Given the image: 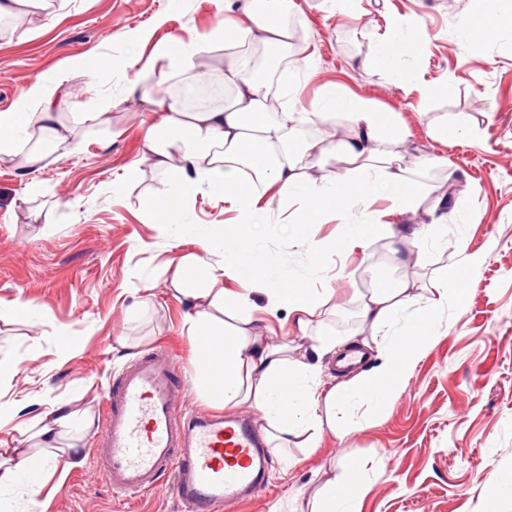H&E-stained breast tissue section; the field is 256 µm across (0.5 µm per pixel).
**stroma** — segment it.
Instances as JSON below:
<instances>
[{"instance_id":"obj_1","label":"stroma","mask_w":512,"mask_h":512,"mask_svg":"<svg viewBox=\"0 0 512 512\" xmlns=\"http://www.w3.org/2000/svg\"><path fill=\"white\" fill-rule=\"evenodd\" d=\"M304 45L291 52L277 76L297 73L295 104L317 105L333 85L392 113L408 142L448 165L425 171L436 193L465 200L449 215L443 244L425 248L413 239H384L344 252L334 244L343 228L335 214L307 225L306 246L291 245L298 206L282 208L267 194L255 248L275 271L294 275L315 290L330 289L328 313L307 333L295 331L286 310H268L255 297L252 327L266 342H288L291 354L315 364L324 385L344 380L335 355L318 339L367 338L358 309L382 281L408 279L424 297L436 270L478 255L466 270L461 306L442 315V333L418 364L405 391L387 408L370 407L356 430L340 437L321 429L316 448L292 440L273 455L268 484L225 512H325L323 485L351 465L363 474L360 512H483L491 481H512V32L461 41L459 29L483 12V0H362L355 19L336 13L330 0H295ZM224 14V0H66L34 34L24 23L0 33V103L7 111L29 107L39 79L63 80L74 108L62 119L74 152L48 157L40 170L0 163V358L13 362L0 381V446L18 447L46 401L88 410L94 425L82 440L77 464L44 478L37 498L21 486L7 496L14 512H182L165 488L118 494L95 468L107 397L119 371L145 353L162 351L181 371L191 407L203 401L191 380V344L183 322L191 305L171 285L178 260L193 254L216 263V237L238 214L223 197L197 193L180 224H159L140 206L164 176L144 144L147 128L161 119L137 102L131 81L138 66L153 69V93L168 76L155 51L208 33ZM420 21L418 52L383 69L370 64L389 18ZM101 55L105 68H74L77 57ZM101 112L100 122L80 120ZM464 112L470 128L437 141L432 130ZM136 180H124L129 167ZM38 191H30V183ZM427 250L428 264L401 265L398 254ZM28 302L27 318L12 314ZM79 341L69 359L57 355L56 337ZM134 341L131 350L118 340Z\"/></svg>"}]
</instances>
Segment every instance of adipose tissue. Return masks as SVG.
Returning <instances> with one entry per match:
<instances>
[{"instance_id": "obj_1", "label": "adipose tissue", "mask_w": 512, "mask_h": 512, "mask_svg": "<svg viewBox=\"0 0 512 512\" xmlns=\"http://www.w3.org/2000/svg\"><path fill=\"white\" fill-rule=\"evenodd\" d=\"M294 7V0H224V17L209 36L159 48L157 55L166 68L181 75L196 73L197 57L205 48L222 45L224 65L214 75L231 93L224 107L186 112L164 96L142 98L150 111L162 115L159 123L147 129L145 147L167 174L163 186L143 199V208L159 223H181L184 202L205 185L223 195L240 219L224 234L223 264L189 255L179 261L172 275L175 293L195 304L184 322L195 351V366L201 372L195 386L215 407L233 409L246 404L261 411L277 451L321 423L347 434L354 427L349 417L353 407H384L400 395L417 360L438 335L442 314L449 304L461 303L459 284L465 269L474 263L472 256L464 254L437 271L428 297L421 302L409 295L406 282L373 288L364 298L360 317L379 336L375 343L379 363L325 393L319 390L315 368L291 359L288 344L273 345L249 337L243 324L252 306V291H265L270 305L288 310L302 331L320 319L325 305L324 297L303 281L274 274L255 250L251 228L261 222L257 201L268 190H276L282 204H303L294 224L299 241L304 238V226L323 212L343 213L353 202L385 191L395 210L405 216V223L344 225L338 241L344 250L397 236L431 237L449 214L463 207L458 198H430L408 170L396 165L389 147L403 143L405 134L396 128L390 113L365 99L344 95L336 86L329 88L323 106L298 112L284 103L286 84L255 73L249 47L278 56L292 47L295 32L287 18ZM61 87L58 81H36L30 89L29 109L0 113V160L19 157L27 167L41 165L43 154L29 146L37 129L50 132L57 144L70 143L71 131L59 119L66 103ZM336 108L344 111L340 133L331 132L319 140L297 136L299 124L328 121ZM336 153L346 160V171L318 180L309 177L315 158ZM421 211L430 216V223H412V216ZM232 276L249 281L250 290L227 293L224 280ZM221 311L231 313L237 326L218 319ZM73 421L68 405L50 404L38 420L36 444L0 448V491L19 484L35 486L33 462L48 467L64 458H78V447L59 443Z\"/></svg>"}]
</instances>
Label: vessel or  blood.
Listing matches in <instances>:
<instances>
[{
    "mask_svg": "<svg viewBox=\"0 0 512 512\" xmlns=\"http://www.w3.org/2000/svg\"><path fill=\"white\" fill-rule=\"evenodd\" d=\"M176 375L153 351L118 376L96 456L100 477L122 493L168 484L188 512H222L252 498L271 466L261 435L246 416L186 413Z\"/></svg>",
    "mask_w": 512,
    "mask_h": 512,
    "instance_id": "obj_1",
    "label": "vessel or blood"
}]
</instances>
